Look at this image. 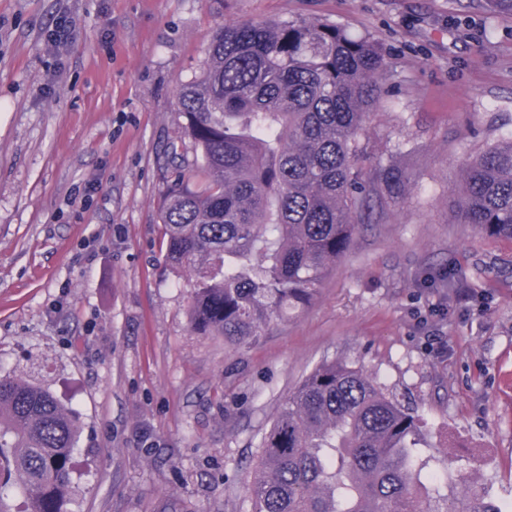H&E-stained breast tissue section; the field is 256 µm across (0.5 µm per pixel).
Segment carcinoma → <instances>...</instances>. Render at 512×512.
<instances>
[{"mask_svg": "<svg viewBox=\"0 0 512 512\" xmlns=\"http://www.w3.org/2000/svg\"><path fill=\"white\" fill-rule=\"evenodd\" d=\"M387 61L326 20L233 22L178 92L188 162L171 144L158 205L166 262L189 270L190 328L248 344L305 306L364 225L400 190L367 176L360 137ZM453 204L461 224L512 239V136L471 157ZM414 409L363 368L326 362L277 412L248 484L250 512H503L460 476L425 472ZM80 425L45 387L0 377V512H68Z\"/></svg>", "mask_w": 512, "mask_h": 512, "instance_id": "obj_1", "label": "carcinoma"}]
</instances>
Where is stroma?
<instances>
[{"instance_id":"stroma-1","label":"stroma","mask_w":512,"mask_h":512,"mask_svg":"<svg viewBox=\"0 0 512 512\" xmlns=\"http://www.w3.org/2000/svg\"><path fill=\"white\" fill-rule=\"evenodd\" d=\"M315 18L382 47L360 166L407 184L310 303L231 346L191 331L161 246L177 93L218 25ZM510 136L512 13L489 0H0V376L77 412L69 512H248L262 436L332 360L412 403L429 472L512 512V240L448 210Z\"/></svg>"}]
</instances>
